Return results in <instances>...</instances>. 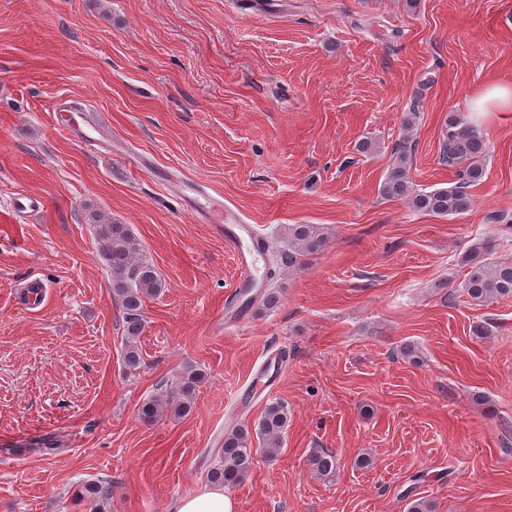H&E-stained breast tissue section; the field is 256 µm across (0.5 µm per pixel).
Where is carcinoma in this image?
<instances>
[{"instance_id":"cac0c4a2","label":"carcinoma","mask_w":512,"mask_h":512,"mask_svg":"<svg viewBox=\"0 0 512 512\" xmlns=\"http://www.w3.org/2000/svg\"><path fill=\"white\" fill-rule=\"evenodd\" d=\"M485 152V141L479 130L450 115L443 137L442 159L450 166L462 167L460 180L450 187L428 192L415 190L407 174L412 144L405 137L396 144L395 159L380 193L385 198H406L414 209L437 216L461 213L471 205L468 188L484 176L482 157ZM92 223L100 255L111 274L112 295L124 313L126 342L123 364L127 370L135 371L141 364V355L132 339L140 336L144 328V299L159 294L163 281L152 263L136 255L127 225L112 224L100 214L92 215ZM279 243L294 254H313L323 247L325 236L313 224H289L280 233ZM486 250L484 243L477 242L462 256V261L470 266L463 285L464 292L476 305L495 298L512 297V263L485 262L483 254ZM203 379L201 370L186 367L174 385L160 388V394L142 404L140 418L151 422L166 412L177 417L188 415L193 408L196 389ZM287 426L288 408L281 402H275L267 406L254 430L243 424L226 430L224 448L218 463L209 470L208 479L228 488L239 484L250 471L257 453V449L252 447V437L262 439L271 451L277 448ZM311 465L317 473L329 475L336 470L337 459L332 452L323 451L313 457ZM76 496L98 505L112 496V487L105 482L88 481L81 485Z\"/></svg>"}]
</instances>
